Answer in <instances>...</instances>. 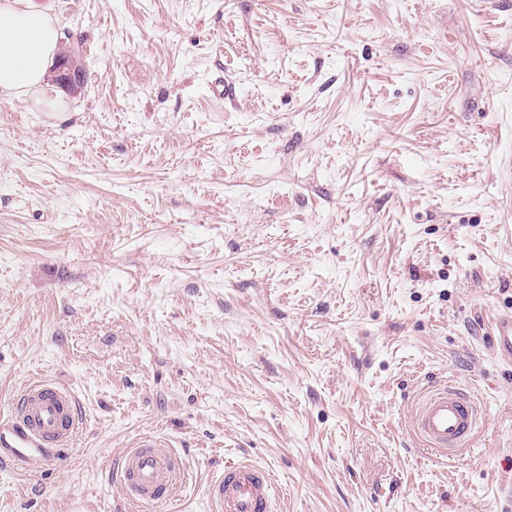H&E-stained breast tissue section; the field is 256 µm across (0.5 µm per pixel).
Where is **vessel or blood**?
I'll list each match as a JSON object with an SVG mask.
<instances>
[{
  "mask_svg": "<svg viewBox=\"0 0 512 512\" xmlns=\"http://www.w3.org/2000/svg\"><path fill=\"white\" fill-rule=\"evenodd\" d=\"M495 354L512 363V315L500 317L493 337ZM482 410L474 396L453 385L428 392L418 403L414 429L429 449L450 457L474 435ZM80 427L74 393L51 381L30 385L17 414L0 418V464L26 472L41 469L66 448ZM185 460L151 437L128 448L118 467L117 482L129 501L159 503L173 497L185 476ZM280 495L271 472L251 462L225 464L208 485L211 512H272Z\"/></svg>",
  "mask_w": 512,
  "mask_h": 512,
  "instance_id": "1",
  "label": "vessel or blood"
}]
</instances>
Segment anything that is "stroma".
<instances>
[{"mask_svg":"<svg viewBox=\"0 0 512 512\" xmlns=\"http://www.w3.org/2000/svg\"><path fill=\"white\" fill-rule=\"evenodd\" d=\"M52 5L85 82L0 92V415L44 378L83 426L0 512H131L145 435L190 469L144 512L228 460L288 512H512V0ZM445 382L451 458L411 422ZM493 349L500 359L512 363V315L498 319L493 336ZM481 420L482 410L474 396L446 384L428 392L418 403L414 429L429 450L450 457L477 432Z\"/></svg>","mask_w":512,"mask_h":512,"instance_id":"35a3bbf8","label":"stroma"}]
</instances>
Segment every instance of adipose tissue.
<instances>
[{
    "mask_svg": "<svg viewBox=\"0 0 512 512\" xmlns=\"http://www.w3.org/2000/svg\"><path fill=\"white\" fill-rule=\"evenodd\" d=\"M59 31L45 0H0V91L41 88Z\"/></svg>",
    "mask_w": 512,
    "mask_h": 512,
    "instance_id": "adipose-tissue-1",
    "label": "adipose tissue"
}]
</instances>
